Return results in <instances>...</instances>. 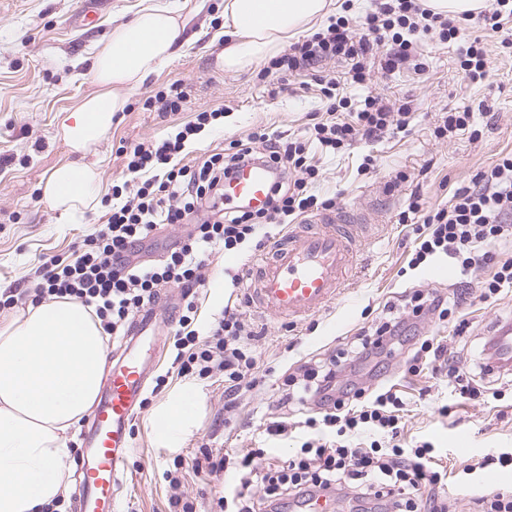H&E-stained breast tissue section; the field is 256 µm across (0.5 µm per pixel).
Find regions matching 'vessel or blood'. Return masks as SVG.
Returning <instances> with one entry per match:
<instances>
[{
	"mask_svg": "<svg viewBox=\"0 0 512 512\" xmlns=\"http://www.w3.org/2000/svg\"><path fill=\"white\" fill-rule=\"evenodd\" d=\"M273 179L268 165L241 166L224 181L225 209L263 207ZM309 224V230L289 232L287 240L272 243L270 261L251 276L248 293L258 312L293 321L324 311L338 296L353 260L360 220L347 212L320 213ZM157 332L155 309L141 312L126 338L124 354L109 369L103 395L83 429L77 512H119L122 465L131 448L129 425L148 376L138 349Z\"/></svg>",
	"mask_w": 512,
	"mask_h": 512,
	"instance_id": "vessel-or-blood-1",
	"label": "vessel or blood"
}]
</instances>
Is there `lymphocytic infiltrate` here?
I'll return each instance as SVG.
<instances>
[{
	"instance_id": "lymphocytic-infiltrate-1",
	"label": "lymphocytic infiltrate",
	"mask_w": 512,
	"mask_h": 512,
	"mask_svg": "<svg viewBox=\"0 0 512 512\" xmlns=\"http://www.w3.org/2000/svg\"><path fill=\"white\" fill-rule=\"evenodd\" d=\"M459 32L454 18L432 12L424 0H374L358 26L337 18L290 44L268 66L287 75L317 62L339 61L351 82L361 84L376 66L424 70L416 53L418 34L433 33L445 42L457 39ZM335 90V80H328L323 88L330 101L328 117L303 140L291 141L258 126L233 142L232 152L182 164L187 144L220 125L224 111L217 108L197 112L193 121L175 126L163 138L130 146L125 152L128 177L113 185L104 224L84 235L66 258L46 260L33 289L1 293L0 309L75 301L90 308L106 335L116 337L127 334L135 316L163 289L179 288L178 372L199 380L222 374L224 414L234 417L238 397L259 384L260 355L245 318L242 275L233 277V297L209 322L206 336L195 330L196 299L206 283L209 255L246 246L263 251L275 229L313 209L332 207L333 199H319L313 191L319 177L316 152L333 155L408 124L407 112L371 95L348 118H340L338 110L347 101L337 98ZM252 161L280 173L267 208L225 210V178ZM401 218L415 224L410 266L445 256L461 274L485 270L480 294L485 302L497 301L512 287V253L496 249L501 239L512 237V153L455 189L448 204L427 209L416 199ZM168 224L181 225L182 235L162 261L144 259L143 250ZM460 306L459 296L413 290L400 306H387L346 352L297 364L283 374L281 403L297 404L306 413L299 423V446L288 460L267 462L264 448H202L193 458L195 472L235 475L234 484L218 499L219 512H289L299 501L319 495L335 503L350 498L356 512H448V474L437 463L440 450L428 440L403 441L400 413L405 403L382 380L385 360L400 354L408 373L441 374L457 397L480 401L484 393L471 384L469 370L416 325L420 319L451 320L456 335H465L469 323L459 317Z\"/></svg>"
}]
</instances>
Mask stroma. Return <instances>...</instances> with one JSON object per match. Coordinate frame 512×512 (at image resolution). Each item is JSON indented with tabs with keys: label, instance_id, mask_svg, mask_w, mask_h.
<instances>
[{
	"label": "stroma",
	"instance_id": "1",
	"mask_svg": "<svg viewBox=\"0 0 512 512\" xmlns=\"http://www.w3.org/2000/svg\"><path fill=\"white\" fill-rule=\"evenodd\" d=\"M83 0H0V155L12 156L0 170V289L33 287L44 259L66 257L73 245L104 221L99 205L62 221L41 194L52 169L77 161L59 131L58 115L84 98L99 93L91 63L97 46L114 26L133 18L145 0H105L97 25L81 29L75 16ZM179 8L185 23L184 42L159 74L138 87L125 89L129 101L92 157L105 185L125 177L121 146L162 136L170 126L188 122L196 111L223 108L224 125L203 134L190 147L186 164L202 161L228 149L250 129L264 125L291 135L304 133L326 117V100L316 77H341L340 64L320 65L319 76L310 71L283 77L270 74L259 81L256 69L230 72L220 69L216 54L224 43V0H167ZM464 40L481 39L492 59L483 78L467 77L460 68L464 40L439 41L421 37L418 51L426 70L372 71L362 84L344 85L349 106L368 95L394 103L408 102L406 131L360 141L333 158H321V195L335 197L336 205L360 213L363 234L355 248L336 301L324 312L294 322L247 311L256 333L262 367L269 373L259 389L239 400L232 422L224 420V380L197 382L178 376L168 340L160 352L146 351L155 373L167 375V387L149 407L138 410L131 425L132 448L125 462L119 493L121 512H172V491L162 474L181 464L185 475L183 498L196 512H216V502L233 475L214 479L195 474L192 459L198 448H258L266 445L265 429L279 416L277 377L294 362L323 358L349 347L363 327L379 316L386 303L403 292L434 289L445 296L467 288L473 303L461 313L470 323L466 336L454 333L451 322L421 321L420 333L434 336L455 353L463 367H480L486 341L512 324V288L498 301L479 300L475 283H462L460 275L434 279L435 271L451 268L441 258L412 270L408 267L415 235L400 224L413 195L427 206L448 203L455 188L468 184L501 154L512 152V54L503 52L496 33L469 25ZM180 80L191 84L194 95L185 111L162 118L142 110L139 100L159 86ZM287 81L288 90L270 99L266 85ZM453 105L468 107L472 127L446 138L434 131L443 112ZM373 166L363 169L364 157ZM252 253L214 254L208 281L198 296L200 320H208L226 303L229 290L224 275L248 268ZM387 377L405 401L401 436L428 439L445 448L441 464L448 472V512H479V501L495 490L512 491V469L490 468L469 477L461 472L479 456L512 448V380L491 375L497 396L473 403L451 396L439 374H406L402 357L387 361ZM193 397V425L175 444L164 441L159 413L170 401Z\"/></svg>",
	"mask_w": 512,
	"mask_h": 512
}]
</instances>
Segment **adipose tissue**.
<instances>
[{
  "mask_svg": "<svg viewBox=\"0 0 512 512\" xmlns=\"http://www.w3.org/2000/svg\"><path fill=\"white\" fill-rule=\"evenodd\" d=\"M336 9L334 0H224L225 70L273 57ZM183 30L178 8L163 0L113 28L93 57L100 93L59 117L73 152L88 154L105 138L127 106L123 89L158 73ZM101 185L97 167L68 163L51 172L42 194L74 215L98 206ZM104 369L103 330L80 303L31 305L0 324V512H42L59 498L71 457L67 433L96 401Z\"/></svg>",
  "mask_w": 512,
  "mask_h": 512,
  "instance_id": "1",
  "label": "adipose tissue"
}]
</instances>
